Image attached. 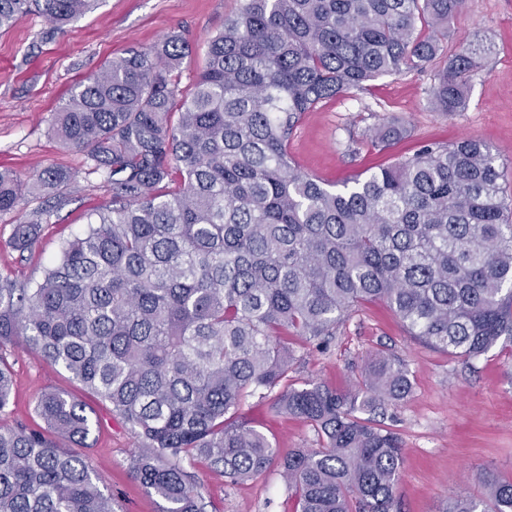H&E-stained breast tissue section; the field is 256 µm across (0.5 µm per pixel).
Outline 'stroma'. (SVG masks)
<instances>
[{
    "mask_svg": "<svg viewBox=\"0 0 512 512\" xmlns=\"http://www.w3.org/2000/svg\"><path fill=\"white\" fill-rule=\"evenodd\" d=\"M243 0H102L97 9L65 31L52 30L38 13L26 15L0 34V169L21 180L48 166L68 169L70 199L51 212L32 252L19 254L10 240L17 220L47 208L46 197L30 195L18 211L0 214V274L34 285L58 257L64 240L86 228L89 208L112 194L104 175L88 157L64 147L51 131V118L70 88L96 73L109 59L132 48H147L171 31L182 32L193 48L183 61L180 87L190 90L205 65L207 41L239 12ZM445 56L472 44L488 49L484 65L467 78L468 103L449 114L433 109L428 89L441 67L385 76L360 91L337 96L305 113L288 141L296 166L328 186H339L378 167L413 155L422 145H451L467 137L488 145L510 175L512 194V0H466L447 34ZM401 126L405 133L378 146L370 132ZM298 360L289 382L312 379L345 390L377 351L398 356L413 388L376 422L400 438L404 464L396 492L398 512H442L448 498L481 489L480 476L512 478V343L465 361L414 339L380 301L358 306L336 330L326 348L296 343ZM14 377V396L0 412V427L37 425L35 405L49 388L81 394L80 385L37 353L19 347L0 351ZM98 425L87 446L62 441L70 453L87 456L101 476L118 512H159L160 500L129 471L138 440L111 411L109 403L89 399ZM247 426L264 433L278 460L262 474L239 483L203 463L191 465V483L205 512H295L279 461L296 451L318 447L321 438L306 420L277 412L272 399H249L240 411Z\"/></svg>",
    "mask_w": 512,
    "mask_h": 512,
    "instance_id": "35a3bbf8",
    "label": "stroma"
}]
</instances>
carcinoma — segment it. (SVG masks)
Returning a JSON list of instances; mask_svg holds the SVG:
<instances>
[{
  "label": "carcinoma",
  "mask_w": 512,
  "mask_h": 512,
  "mask_svg": "<svg viewBox=\"0 0 512 512\" xmlns=\"http://www.w3.org/2000/svg\"><path fill=\"white\" fill-rule=\"evenodd\" d=\"M98 0H0V32L31 9L55 30ZM465 0H244L207 45L193 89H180L190 44L174 31L78 82L54 113L66 147L102 171L112 202L65 240L34 286L0 276V348L21 344L108 402L139 441L134 476L161 512H202L185 465L234 483L264 472L271 441L235 420L277 387L276 411L310 422L323 444L281 462L299 512H395L402 444L372 416L406 398L410 372L380 351L354 388L288 385L287 337L319 346L352 310L385 302L407 332L471 360L512 342V196L483 143L424 145L341 190L298 169L288 140L301 116L441 52L422 34L448 29ZM480 49L444 62L428 90L460 112ZM69 171L29 181L0 170V212L40 193L68 202ZM50 211L19 221L13 247L35 245ZM0 357V412L12 400ZM43 426L0 427V512H117L86 460L91 409L48 389ZM444 512H512V479Z\"/></svg>",
  "instance_id": "1"
}]
</instances>
